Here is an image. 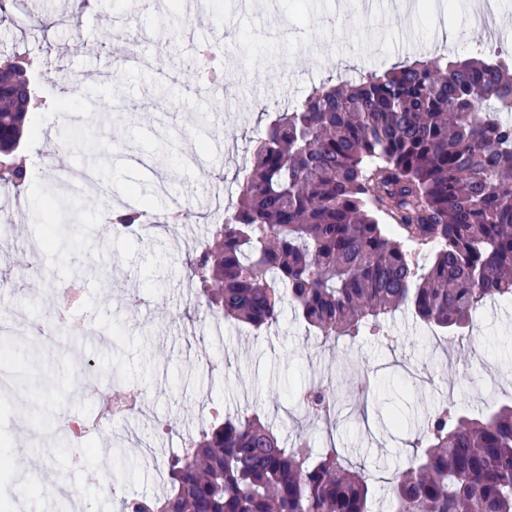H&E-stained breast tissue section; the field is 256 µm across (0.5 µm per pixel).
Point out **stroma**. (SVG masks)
<instances>
[{"label": "stroma", "instance_id": "1", "mask_svg": "<svg viewBox=\"0 0 512 512\" xmlns=\"http://www.w3.org/2000/svg\"><path fill=\"white\" fill-rule=\"evenodd\" d=\"M393 3L274 0L260 8L242 0H107L102 19L73 0H42L38 13L50 29L22 33L0 23V55L34 48L31 86L46 102L29 114L15 152L40 172L26 209H0L11 237L0 250V314H22L26 333L39 338L58 326L57 284H76L70 317L90 323L99 337L68 335L63 344L152 408L151 420L134 431L105 422L90 438L97 463L125 498L162 494L168 462L182 451L181 437L156 436V423L179 424L181 436L192 438L211 424V410L233 416L244 406L266 415L283 436L306 437L314 450L335 443L365 468L378 502L387 479L410 465L416 414L452 401L479 417L512 400V302L478 310L468 337L422 333L410 312L399 311L384 320L383 335L331 346L287 300L269 330L216 324L184 267L192 241L206 240L214 219L213 207H197L196 199L235 203L249 142L270 114L327 77L384 71L435 52L445 31L469 22V0H455L441 15L417 4L400 16ZM118 40L139 58L119 77L112 53ZM204 48L224 59L221 77L205 88L196 77ZM72 72L97 78L62 111L57 101ZM201 146L208 160L202 173L183 161ZM85 168L116 187L113 207L130 194L157 214L181 201L182 222L116 234L100 219L107 203L99 195L74 193L65 220L77 247L64 252L54 226L31 222L30 211L60 171ZM30 240L45 246L30 252ZM38 270L51 280L35 281ZM0 346L7 351L0 365L15 369L25 389L22 407L0 400V452L22 453L25 466L40 467L49 480L66 476L85 512H119L101 484L74 466V449L59 434L63 417L97 408L74 371L60 370L58 353L5 336ZM314 372L339 379L353 411L335 427L296 406V391Z\"/></svg>", "mask_w": 512, "mask_h": 512}]
</instances>
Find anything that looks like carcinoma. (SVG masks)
<instances>
[{"label":"carcinoma","mask_w":512,"mask_h":512,"mask_svg":"<svg viewBox=\"0 0 512 512\" xmlns=\"http://www.w3.org/2000/svg\"><path fill=\"white\" fill-rule=\"evenodd\" d=\"M34 52L0 83L23 92ZM512 57L477 48L313 85L256 138L237 203L187 255L210 314L255 331L279 321L282 290L324 343L382 331L410 311L455 334L487 300L512 301ZM26 113L0 96V152ZM68 200L44 191L42 216ZM144 209L113 223H142ZM428 251L420 266L418 251ZM326 419L338 389L313 394ZM387 512H512V402L473 418L442 404L420 423ZM369 479L332 444L313 453L254 412L214 422L168 463L167 490L122 512H371Z\"/></svg>","instance_id":"obj_1"}]
</instances>
